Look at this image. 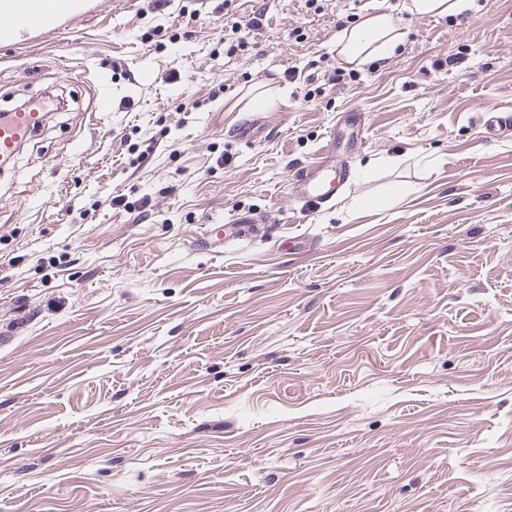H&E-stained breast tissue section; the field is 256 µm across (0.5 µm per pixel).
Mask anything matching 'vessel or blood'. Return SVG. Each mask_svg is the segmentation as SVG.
<instances>
[{"label": "vessel or blood", "mask_w": 512, "mask_h": 512, "mask_svg": "<svg viewBox=\"0 0 512 512\" xmlns=\"http://www.w3.org/2000/svg\"><path fill=\"white\" fill-rule=\"evenodd\" d=\"M61 0H0V42L22 47L35 34H56L61 30ZM46 119L41 106L18 107L0 112V165L9 164L24 144L40 130ZM349 178L346 169L335 165H315L300 176L299 198L307 213L328 202L336 185Z\"/></svg>", "instance_id": "vessel-or-blood-1"}]
</instances>
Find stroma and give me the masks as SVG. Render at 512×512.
Instances as JSON below:
<instances>
[{
    "label": "stroma",
    "mask_w": 512,
    "mask_h": 512,
    "mask_svg": "<svg viewBox=\"0 0 512 512\" xmlns=\"http://www.w3.org/2000/svg\"><path fill=\"white\" fill-rule=\"evenodd\" d=\"M404 2L82 0L0 48V109L51 101L0 176V512H512V0ZM470 0H410L405 6L417 15H457L469 7ZM397 30L389 13L369 15L340 36L338 52L345 61L356 65L383 61L402 39L403 33ZM349 172L342 166L320 165L307 168L297 179L300 187L299 198L304 203L306 214L311 215L322 204L328 202L330 192L336 189V184L347 181ZM239 224L255 223L250 216H243L233 221V224H211L207 228L206 237L210 239L212 235L215 234L216 237H218L219 240H222L223 242L238 240L245 234V231L243 230L244 226Z\"/></svg>",
    "instance_id": "1"
}]
</instances>
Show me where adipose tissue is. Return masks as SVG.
Returning <instances> with one entry per match:
<instances>
[{
	"label": "adipose tissue",
	"mask_w": 512,
	"mask_h": 512,
	"mask_svg": "<svg viewBox=\"0 0 512 512\" xmlns=\"http://www.w3.org/2000/svg\"><path fill=\"white\" fill-rule=\"evenodd\" d=\"M402 39L393 17L377 13L365 17L338 40L341 57L357 65L382 61L389 57Z\"/></svg>",
	"instance_id": "obj_1"
}]
</instances>
